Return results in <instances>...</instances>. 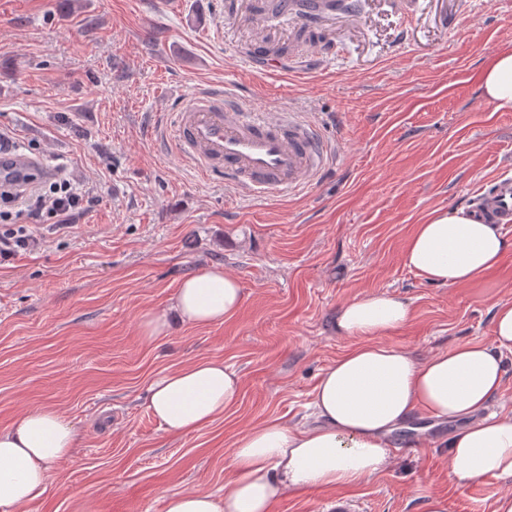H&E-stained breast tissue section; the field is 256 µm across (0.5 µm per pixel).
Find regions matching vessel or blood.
Returning <instances> with one entry per match:
<instances>
[{
  "mask_svg": "<svg viewBox=\"0 0 512 512\" xmlns=\"http://www.w3.org/2000/svg\"><path fill=\"white\" fill-rule=\"evenodd\" d=\"M327 0H285L283 14L302 26L319 23ZM175 148L198 176L235 184L253 196H273L310 186L326 166L316 126L295 113L256 116L212 87L190 92L174 109ZM472 209L476 216L512 224V176L490 183Z\"/></svg>",
  "mask_w": 512,
  "mask_h": 512,
  "instance_id": "obj_1",
  "label": "vessel or blood"
}]
</instances>
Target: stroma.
<instances>
[{
    "label": "stroma",
    "mask_w": 512,
    "mask_h": 512,
    "mask_svg": "<svg viewBox=\"0 0 512 512\" xmlns=\"http://www.w3.org/2000/svg\"><path fill=\"white\" fill-rule=\"evenodd\" d=\"M221 28L218 38L208 37ZM330 50L297 67L254 70L247 44L292 42L288 20L259 27L251 0H0V127L96 202L67 233L38 225L35 250L0 262V429L51 407L77 441L43 494L20 512H164L181 492L223 498L230 453L252 426L307 420L321 373L349 346L334 321L346 301L391 293L413 318L385 343L426 357L491 343L492 306L512 299V252L481 281L429 282L407 267L406 239L437 208L471 206L512 174V112L486 104L477 73L512 44V0H363L358 19L322 27ZM218 86L255 113H297L328 146L307 189L256 200L194 174L166 134L182 95ZM221 266L238 313L154 339L146 314L181 280ZM223 359L241 379L223 419L166 431L147 406L160 375ZM448 422L398 430L391 466L342 490L289 493L273 512H490L512 480L448 477Z\"/></svg>",
    "instance_id": "35a3bbf8"
}]
</instances>
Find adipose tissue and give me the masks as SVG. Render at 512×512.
<instances>
[{
	"label": "adipose tissue",
	"mask_w": 512,
	"mask_h": 512,
	"mask_svg": "<svg viewBox=\"0 0 512 512\" xmlns=\"http://www.w3.org/2000/svg\"><path fill=\"white\" fill-rule=\"evenodd\" d=\"M493 111H512V47L497 49L478 74ZM512 251L497 224L468 209L433 210L416 225L404 248L406 265L427 281H476ZM242 290L223 268L184 278L168 311L143 323L145 336L165 333L171 321L208 326L233 316ZM412 317L408 302L380 293L345 302L336 315L338 335L352 346L321 374L313 393L314 421L291 427L270 419L240 436L231 451L230 487L223 499L175 493L165 512H272L289 491L344 488L384 472L388 437L417 418L461 422L442 440L448 476L464 484L512 478V415L487 414L501 392L506 355L512 354V300L493 306V341L467 342L416 359L383 343ZM241 382L223 359L205 358L168 371L149 387L148 407L167 431L196 432L223 417L239 398ZM75 430L52 408L23 413L0 430V512H19L45 489L51 469L65 460Z\"/></svg>",
	"instance_id": "obj_1"
}]
</instances>
